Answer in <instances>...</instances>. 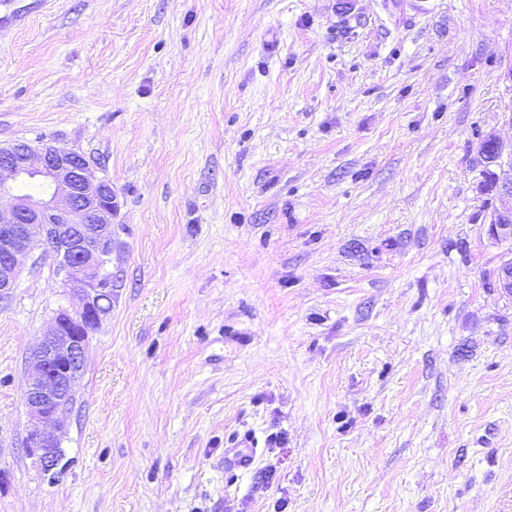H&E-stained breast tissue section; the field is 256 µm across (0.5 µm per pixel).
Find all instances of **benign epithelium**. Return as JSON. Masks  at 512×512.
I'll use <instances>...</instances> for the list:
<instances>
[{
    "label": "benign epithelium",
    "mask_w": 512,
    "mask_h": 512,
    "mask_svg": "<svg viewBox=\"0 0 512 512\" xmlns=\"http://www.w3.org/2000/svg\"><path fill=\"white\" fill-rule=\"evenodd\" d=\"M496 205L489 233L512 239V157L493 135L480 145ZM95 163L75 149L50 143L0 145V294L15 286L23 259L35 250L52 257L64 273L60 306L32 348L33 372L23 392L29 428L25 453L48 477L64 459L62 437L70 418L68 396L84 372L92 330L112 312V179L96 176ZM24 177L45 182V197L14 191ZM493 285L512 296V261L496 272Z\"/></svg>",
    "instance_id": "1"
}]
</instances>
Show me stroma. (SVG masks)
<instances>
[{"instance_id": "1", "label": "stroma", "mask_w": 512, "mask_h": 512, "mask_svg": "<svg viewBox=\"0 0 512 512\" xmlns=\"http://www.w3.org/2000/svg\"><path fill=\"white\" fill-rule=\"evenodd\" d=\"M30 2L0 144L111 178L112 312L52 481L22 395L55 264L0 296V512H512L479 156L512 146V0ZM258 441L249 433L244 432L233 439V447L224 457V468L231 472L248 470L255 459Z\"/></svg>"}]
</instances>
